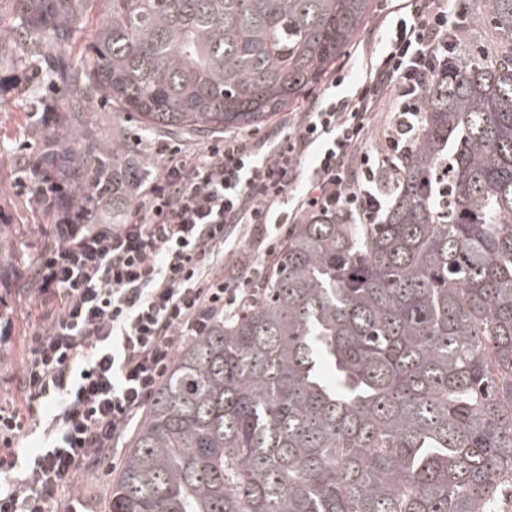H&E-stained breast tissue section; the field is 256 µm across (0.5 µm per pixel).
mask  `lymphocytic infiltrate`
I'll list each match as a JSON object with an SVG mask.
<instances>
[{
	"mask_svg": "<svg viewBox=\"0 0 512 512\" xmlns=\"http://www.w3.org/2000/svg\"><path fill=\"white\" fill-rule=\"evenodd\" d=\"M467 29L456 0H406L386 14L352 93L285 117L269 143L225 134L195 156L162 155L119 224L111 183L79 193L73 158L33 161L16 192L43 222L31 265L15 273L28 322L16 401L0 407V512H96L82 473L115 459L180 348L250 302L262 258L283 242L274 227L321 215L382 223L427 89ZM385 98L383 144L361 152ZM32 423L43 427L34 451Z\"/></svg>",
	"mask_w": 512,
	"mask_h": 512,
	"instance_id": "f902f5d3",
	"label": "lymphocytic infiltrate"
}]
</instances>
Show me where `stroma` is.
I'll list each match as a JSON object with an SVG mask.
<instances>
[{
	"instance_id": "35a3bbf8",
	"label": "stroma",
	"mask_w": 512,
	"mask_h": 512,
	"mask_svg": "<svg viewBox=\"0 0 512 512\" xmlns=\"http://www.w3.org/2000/svg\"><path fill=\"white\" fill-rule=\"evenodd\" d=\"M386 0H372L371 9L364 25L339 57L345 63L347 74L341 86H333L331 78H324L312 89V96L334 89L343 95L364 78L366 66L378 43L384 27ZM37 59L5 61L0 66V301L10 304L14 298L7 292L16 266L30 260L32 252L25 225L35 223L36 218L21 207L14 195L13 184L18 175V161L22 157L40 154L43 149V127L34 125L30 112L40 106L39 99L17 96L12 82H27L31 73L38 71ZM91 129L104 144H111L113 137H131L137 153L148 170H155L160 159V148L179 151L191 156L197 154L212 140L211 135L194 133H157L144 135L134 121L125 115L108 111L107 107H95L90 117ZM25 327L23 316H15L10 343L0 346V404H9L14 391L8 378L21 366L22 344L20 334Z\"/></svg>"
}]
</instances>
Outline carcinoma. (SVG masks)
I'll return each mask as SVG.
<instances>
[{"label": "carcinoma", "instance_id": "cac0c4a2", "mask_svg": "<svg viewBox=\"0 0 512 512\" xmlns=\"http://www.w3.org/2000/svg\"><path fill=\"white\" fill-rule=\"evenodd\" d=\"M39 53L74 184L146 175L84 126L97 103L146 131L262 124L356 37L371 0H0ZM102 16L87 55L72 48ZM428 88L380 224H297L239 316L177 355L108 512H492L512 496V0ZM446 187L441 202L439 186Z\"/></svg>", "mask_w": 512, "mask_h": 512}]
</instances>
